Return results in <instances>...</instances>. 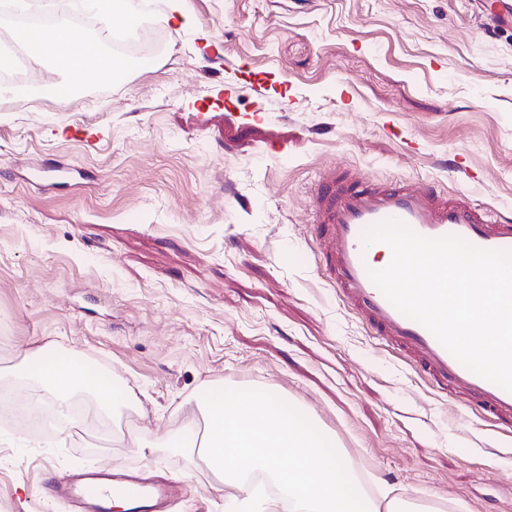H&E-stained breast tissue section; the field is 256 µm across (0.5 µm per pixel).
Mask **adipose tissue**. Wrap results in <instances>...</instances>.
<instances>
[{
	"mask_svg": "<svg viewBox=\"0 0 512 512\" xmlns=\"http://www.w3.org/2000/svg\"><path fill=\"white\" fill-rule=\"evenodd\" d=\"M16 41L33 51L34 63L50 64L72 76L74 84L105 81L110 71L100 63V43L80 40L68 20L37 30L15 29ZM39 375L58 406L77 393L95 398L98 411L111 415L112 386L103 374H90L71 358H55L48 348L37 351ZM200 417L187 418L177 433L178 448H199L214 470L228 512H272L274 504L260 498L239 501L244 475L272 474L283 490L278 505L286 512H380L366 495L352 466L340 452H326L324 436L288 414L284 405L246 399L238 389L201 391Z\"/></svg>",
	"mask_w": 512,
	"mask_h": 512,
	"instance_id": "obj_1",
	"label": "adipose tissue"
}]
</instances>
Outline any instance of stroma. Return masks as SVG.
Listing matches in <instances>:
<instances>
[{
    "label": "stroma",
    "mask_w": 512,
    "mask_h": 512,
    "mask_svg": "<svg viewBox=\"0 0 512 512\" xmlns=\"http://www.w3.org/2000/svg\"><path fill=\"white\" fill-rule=\"evenodd\" d=\"M187 19L171 24V5ZM154 51L62 103L0 111V384L47 345L134 392L112 432L14 441L0 512H70L47 478L133 471L168 512H227L171 452L200 391L308 413L405 512H512V435L369 333L312 227L329 178L405 182L512 219V18L499 0H134ZM397 127L399 136L389 133Z\"/></svg>",
    "instance_id": "obj_1"
}]
</instances>
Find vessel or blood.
Masks as SVG:
<instances>
[{"instance_id": "obj_1", "label": "vessel or blood", "mask_w": 512, "mask_h": 512, "mask_svg": "<svg viewBox=\"0 0 512 512\" xmlns=\"http://www.w3.org/2000/svg\"><path fill=\"white\" fill-rule=\"evenodd\" d=\"M314 229L324 244L326 266L340 294L369 331L403 353L422 370L433 389L448 397L469 399L492 426L512 433V392L480 377L454 358L419 322L401 313L371 280L375 255L390 256L382 243L365 245L367 231L397 221L431 239L456 236L471 245L512 252V222L458 199H442L433 189L398 185L325 183L320 191ZM122 491L132 512H164L165 489L131 473L85 472L54 482L51 493L69 498L74 512H109L111 493Z\"/></svg>"}]
</instances>
